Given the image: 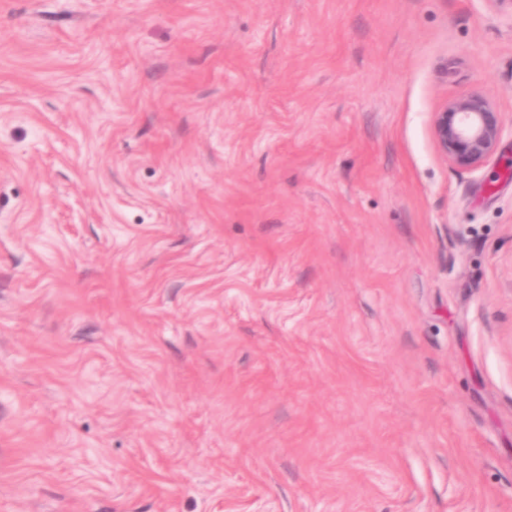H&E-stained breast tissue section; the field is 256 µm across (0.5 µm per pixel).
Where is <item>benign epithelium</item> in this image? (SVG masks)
<instances>
[{
	"mask_svg": "<svg viewBox=\"0 0 512 512\" xmlns=\"http://www.w3.org/2000/svg\"><path fill=\"white\" fill-rule=\"evenodd\" d=\"M503 118L483 94L443 103L434 113L432 134L441 156L460 168L482 165L496 150Z\"/></svg>",
	"mask_w": 512,
	"mask_h": 512,
	"instance_id": "1",
	"label": "benign epithelium"
}]
</instances>
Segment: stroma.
Listing matches in <instances>:
<instances>
[{
  "label": "stroma",
  "instance_id": "35a3bbf8",
  "mask_svg": "<svg viewBox=\"0 0 512 512\" xmlns=\"http://www.w3.org/2000/svg\"><path fill=\"white\" fill-rule=\"evenodd\" d=\"M0 512H512V18L0 0ZM503 118L483 94L446 101L434 112L432 134L438 152L460 168L482 165L496 150Z\"/></svg>",
  "mask_w": 512,
  "mask_h": 512
}]
</instances>
